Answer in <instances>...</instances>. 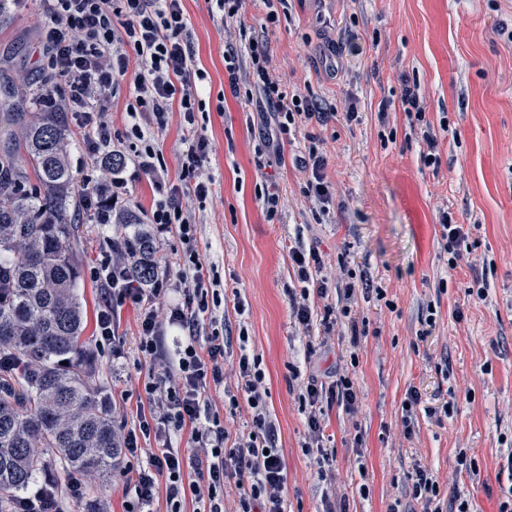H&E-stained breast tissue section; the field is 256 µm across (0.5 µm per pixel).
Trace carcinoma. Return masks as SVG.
Segmentation results:
<instances>
[{"instance_id":"carcinoma-1","label":"carcinoma","mask_w":512,"mask_h":512,"mask_svg":"<svg viewBox=\"0 0 512 512\" xmlns=\"http://www.w3.org/2000/svg\"><path fill=\"white\" fill-rule=\"evenodd\" d=\"M21 77L0 111V354L18 382L0 377V512H10L48 464L104 479L121 463V439L92 384L69 241L79 191L67 161V115ZM131 275L147 286L157 268L152 235L126 240Z\"/></svg>"}]
</instances>
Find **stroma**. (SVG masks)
<instances>
[{
  "label": "stroma",
  "instance_id": "stroma-1",
  "mask_svg": "<svg viewBox=\"0 0 512 512\" xmlns=\"http://www.w3.org/2000/svg\"><path fill=\"white\" fill-rule=\"evenodd\" d=\"M194 34V63L207 73L206 112L197 121L210 142L206 171L212 196L197 212V243L207 276L218 278L217 313L231 336L247 333L261 360L267 405L288 472L285 512H323L325 487L305 448L308 432L294 372L326 381L350 366L358 406L325 411L324 434L336 466V489L347 512H421L410 496L414 464L436 476L443 497L461 495L473 512H498L512 487L505 463L512 452V43L496 23L512 21V0H288L276 22L262 0H246L241 20L222 24L211 0H183ZM37 0L0 27V70L38 81L44 75ZM262 38L287 91L317 101L350 100L359 122L336 117L292 132L281 156L263 146L258 98L247 84L231 89L224 44L240 32ZM346 45L344 78L326 71V40ZM108 97L117 152L131 119L126 112L131 73ZM418 84L438 134V169L420 161L401 109L379 118L382 99H399L403 81ZM326 157L330 212L317 216L304 197L295 166L309 137ZM280 195L275 218L263 205L266 174ZM126 203L132 220L149 224L156 196L149 176L127 167ZM471 227L473 250L457 268L440 252L439 216ZM132 228L79 224L70 246L79 266L77 294L85 333L95 336L98 288L90 270L104 237L120 240ZM317 247L328 274L344 259L367 275L384 299L356 298L353 312L368 320L358 354L347 339L308 352L295 323L289 290H301L291 246ZM494 269L486 300L470 295V266ZM433 308L436 327L419 339V320ZM97 383L118 432L137 421L141 383L111 357H96ZM421 396L414 433L405 436L402 407L410 390ZM125 489L109 479L90 483L72 512H123Z\"/></svg>",
  "mask_w": 512,
  "mask_h": 512
}]
</instances>
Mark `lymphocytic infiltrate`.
I'll list each match as a JSON object with an SVG mask.
<instances>
[{
	"label": "lymphocytic infiltrate",
	"instance_id": "1",
	"mask_svg": "<svg viewBox=\"0 0 512 512\" xmlns=\"http://www.w3.org/2000/svg\"><path fill=\"white\" fill-rule=\"evenodd\" d=\"M48 23L41 31L47 67L56 81L47 85V99L61 98L88 154L95 162L94 174L85 176V206L94 207L93 220L112 223L125 201L123 168H110L113 153L107 93L116 77L125 75L130 60L139 70L133 79L129 108L134 122L126 143L135 169L148 175L157 197L151 214L160 235L175 236L182 248L175 272L155 275L150 287H142L128 275L130 256L111 238H104L92 276L100 283L96 348L113 359L125 356V342L116 334L114 316L123 305L138 311L137 350L148 365L142 382L147 409L138 424L122 437V466L115 477L127 493L124 512H227V486H235L234 512H284L287 484L285 465L278 448V431L271 420L266 398L265 373L257 355L241 352L232 370L233 385L224 383V350L227 336L212 325L213 311L221 303L218 290L206 287L203 265L196 249L194 202L212 194V179L204 172L210 145L198 128L196 115L204 111V71L194 65V35L182 0H39ZM249 57L254 89L274 117L280 134L313 121L327 123L338 109L322 105L298 93H289L270 67L266 43L258 37L246 44L227 43L224 65L230 83H237L240 54ZM410 130L425 146V166L439 167L438 139L427 120L419 87L404 83L399 98ZM179 109L185 122L180 150V183L168 178L167 166L154 143L172 109ZM296 162L306 175L303 193L328 214L332 202L326 179V158L310 143ZM289 257L304 290L289 291L292 316L302 329H311L314 309L310 295L327 297L329 279L318 248L295 246ZM315 291H308V284ZM367 277L348 275L343 288L344 303L325 305L320 322L319 344L334 334L349 337L351 348H359L369 333L367 323L352 315L357 293L373 292ZM222 391L226 409H218L212 394ZM298 400L306 415L311 444L321 449L318 476L326 486L325 496L335 502L337 512H346L338 500L333 457L323 449V415L337 404L354 411L358 393L348 371L336 370L329 384L315 377L299 379ZM248 405V431L231 434L223 415H236ZM189 434V449L179 448L178 437ZM413 499L423 512H470L469 502L455 497L443 507L440 486L428 468L415 466L410 475ZM89 479L75 474L60 478L44 470L33 489L14 503L12 512H70L82 500Z\"/></svg>",
	"mask_w": 512,
	"mask_h": 512
}]
</instances>
